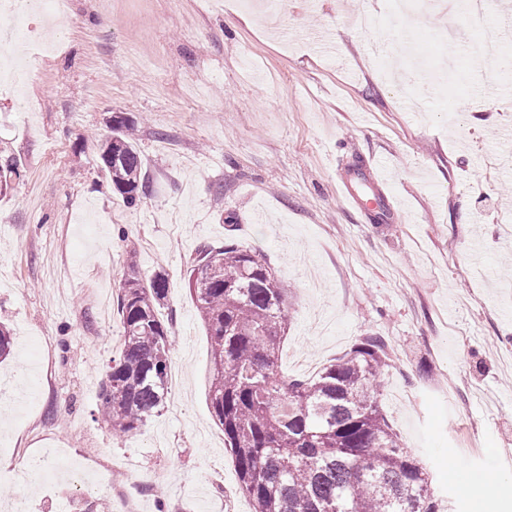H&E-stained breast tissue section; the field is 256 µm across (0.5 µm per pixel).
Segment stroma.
<instances>
[{"label": "stroma", "mask_w": 512, "mask_h": 512, "mask_svg": "<svg viewBox=\"0 0 512 512\" xmlns=\"http://www.w3.org/2000/svg\"><path fill=\"white\" fill-rule=\"evenodd\" d=\"M59 51L41 19L1 53L0 512H253L207 404L210 346L187 285L205 244L264 254L288 287L281 373L310 379L385 337L380 407L446 512H512V33L491 62L460 0H70ZM137 125L150 195L126 204L99 159ZM374 158L402 214L345 210L341 170ZM169 283L174 404L118 438L97 394L129 267ZM37 458L15 456L33 439ZM77 492L34 468L88 465ZM492 483L464 492L451 465Z\"/></svg>", "instance_id": "35a3bbf8"}]
</instances>
